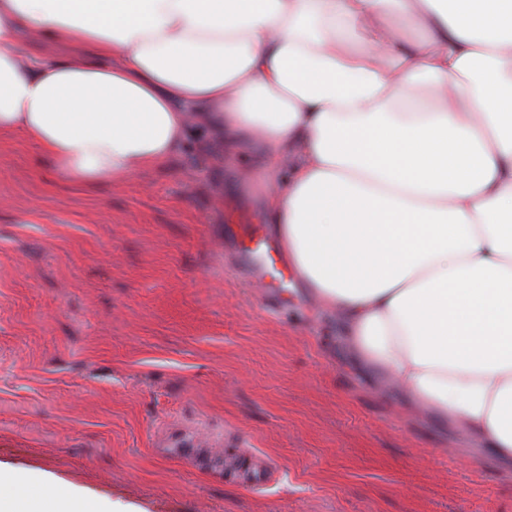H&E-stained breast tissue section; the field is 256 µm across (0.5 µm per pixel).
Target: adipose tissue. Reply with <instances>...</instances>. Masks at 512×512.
Masks as SVG:
<instances>
[{
  "label": "adipose tissue",
  "mask_w": 512,
  "mask_h": 512,
  "mask_svg": "<svg viewBox=\"0 0 512 512\" xmlns=\"http://www.w3.org/2000/svg\"><path fill=\"white\" fill-rule=\"evenodd\" d=\"M200 126L287 172L266 221L360 361L512 458V0H0V135L67 180ZM4 481L0 512H101Z\"/></svg>",
  "instance_id": "obj_1"
}]
</instances>
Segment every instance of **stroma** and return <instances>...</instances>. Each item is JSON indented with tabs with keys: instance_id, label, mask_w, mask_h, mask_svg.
<instances>
[{
	"instance_id": "1",
	"label": "stroma",
	"mask_w": 512,
	"mask_h": 512,
	"mask_svg": "<svg viewBox=\"0 0 512 512\" xmlns=\"http://www.w3.org/2000/svg\"><path fill=\"white\" fill-rule=\"evenodd\" d=\"M253 154L192 135L93 186L0 138V471L125 512H512V462L356 362L279 253Z\"/></svg>"
}]
</instances>
